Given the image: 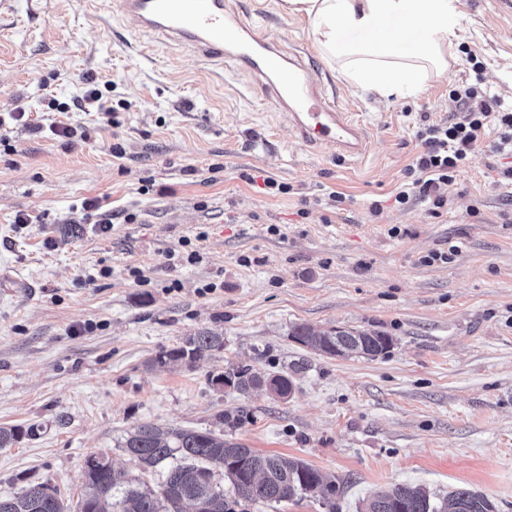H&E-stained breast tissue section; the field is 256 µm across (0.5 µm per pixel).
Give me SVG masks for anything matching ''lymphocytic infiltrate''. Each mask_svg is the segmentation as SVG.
<instances>
[{"label":"lymphocytic infiltrate","instance_id":"lymphocytic-infiltrate-1","mask_svg":"<svg viewBox=\"0 0 512 512\" xmlns=\"http://www.w3.org/2000/svg\"><path fill=\"white\" fill-rule=\"evenodd\" d=\"M452 95L461 105V115L452 122L419 127L423 150L409 170L410 182L395 195L398 204L419 200L430 202L433 209L443 208L442 186L453 181L469 154L480 146L509 159L504 175L512 179V105L475 84L453 90Z\"/></svg>","mask_w":512,"mask_h":512}]
</instances>
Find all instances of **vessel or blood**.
Returning a JSON list of instances; mask_svg holds the SVG:
<instances>
[{
  "instance_id": "1",
  "label": "vessel or blood",
  "mask_w": 512,
  "mask_h": 512,
  "mask_svg": "<svg viewBox=\"0 0 512 512\" xmlns=\"http://www.w3.org/2000/svg\"><path fill=\"white\" fill-rule=\"evenodd\" d=\"M117 8L143 32L188 45L204 63L228 59L250 71L256 91L287 113L303 147L366 153L364 130L312 79L309 67L265 41L242 15L227 11L224 0H118Z\"/></svg>"
}]
</instances>
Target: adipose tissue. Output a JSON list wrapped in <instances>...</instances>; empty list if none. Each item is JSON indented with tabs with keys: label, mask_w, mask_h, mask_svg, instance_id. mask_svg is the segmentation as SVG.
I'll use <instances>...</instances> for the list:
<instances>
[{
	"label": "adipose tissue",
	"mask_w": 512,
	"mask_h": 512,
	"mask_svg": "<svg viewBox=\"0 0 512 512\" xmlns=\"http://www.w3.org/2000/svg\"><path fill=\"white\" fill-rule=\"evenodd\" d=\"M311 22L314 44L349 83L411 94L428 71L445 74L453 28L448 0H285Z\"/></svg>",
	"instance_id": "1"
}]
</instances>
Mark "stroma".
Listing matches in <instances>:
<instances>
[{
	"label": "stroma",
	"instance_id": "35a3bbf8",
	"mask_svg": "<svg viewBox=\"0 0 512 512\" xmlns=\"http://www.w3.org/2000/svg\"><path fill=\"white\" fill-rule=\"evenodd\" d=\"M224 2L334 88L365 156L303 148L248 71L140 31L116 0L0 7V427L35 429L0 448V495L46 482L77 501L89 455L135 471L119 446L133 427L211 429L242 406L231 439L343 482L336 512L393 484L466 487L512 512V186L480 147L438 212L394 200L419 125L455 114L473 62L512 99V0H452L447 73L385 97L348 84L282 0ZM88 76L110 120L78 105ZM61 122L77 137L55 135ZM92 198L111 224L84 209ZM297 323L394 344L329 358L290 338ZM201 328L223 330V351L151 366ZM231 362L306 369L288 399L243 397L211 384Z\"/></svg>",
	"mask_w": 512,
	"mask_h": 512
}]
</instances>
